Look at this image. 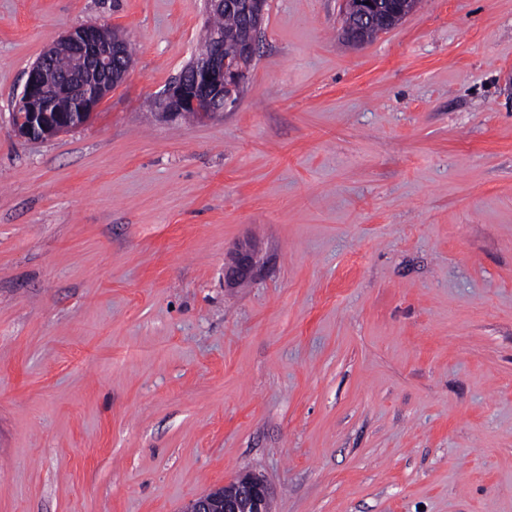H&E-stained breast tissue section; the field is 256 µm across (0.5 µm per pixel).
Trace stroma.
Segmentation results:
<instances>
[{
	"label": "stroma",
	"mask_w": 512,
	"mask_h": 512,
	"mask_svg": "<svg viewBox=\"0 0 512 512\" xmlns=\"http://www.w3.org/2000/svg\"><path fill=\"white\" fill-rule=\"evenodd\" d=\"M268 0L242 98L158 116L206 0H0V512H512V0L356 46ZM124 32L88 124L20 142L27 68ZM250 242L262 273L228 286ZM223 489H227L224 491ZM270 487L262 477L246 474L192 499L182 512H269Z\"/></svg>",
	"instance_id": "35a3bbf8"
}]
</instances>
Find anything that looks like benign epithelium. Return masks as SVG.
Instances as JSON below:
<instances>
[{"label": "benign epithelium", "mask_w": 512, "mask_h": 512, "mask_svg": "<svg viewBox=\"0 0 512 512\" xmlns=\"http://www.w3.org/2000/svg\"><path fill=\"white\" fill-rule=\"evenodd\" d=\"M227 2L246 20L237 36V60L231 62L224 58V35L207 30L205 40L211 45V51L188 65L195 78L193 85L177 80L166 89L163 118L172 120L190 110L199 121L210 119L221 111L220 103L230 105L244 89L257 53L267 0H210L213 9L223 8ZM409 13L407 0H346L344 36L349 43L362 45L375 20L392 23ZM60 41L72 47L79 58V67L67 78H60L50 67L52 48L49 47L28 69L19 95L25 107L12 112L13 131L20 140H49L87 124L99 103L128 71L130 57L124 43L106 39L103 28L98 25L71 29ZM60 91L76 97L77 111H49L48 99ZM259 268L256 254L250 249L239 248L231 264L224 268V280L234 284L251 280ZM269 500L270 487L266 480L246 474L189 501L182 512H269Z\"/></svg>", "instance_id": "benign-epithelium-1"}]
</instances>
